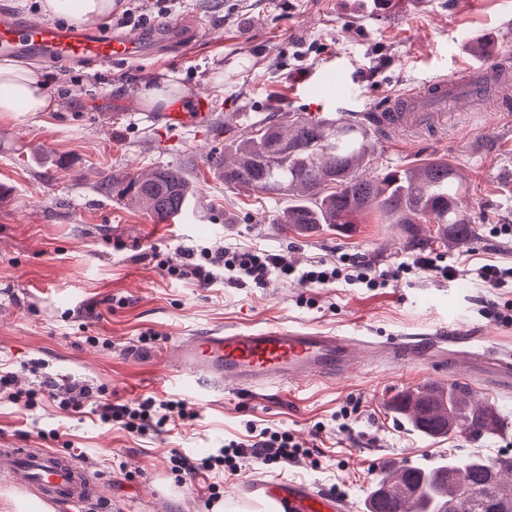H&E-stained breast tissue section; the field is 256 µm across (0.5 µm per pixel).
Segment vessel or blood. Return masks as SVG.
<instances>
[{
  "label": "vessel or blood",
  "instance_id": "obj_1",
  "mask_svg": "<svg viewBox=\"0 0 512 512\" xmlns=\"http://www.w3.org/2000/svg\"><path fill=\"white\" fill-rule=\"evenodd\" d=\"M141 38L128 32H102L98 27H63L26 17L0 18V56L39 61L72 62L106 68L118 60L142 55ZM500 60L452 77L439 76L421 89L391 98L371 116L388 133L403 126L432 127L447 103L484 101V76L498 72ZM176 373L194 391L209 394L230 382L253 391L285 380L347 372L361 349L357 339L308 329L276 326L267 329L218 328L178 342ZM385 359L411 354L429 358L427 340L396 339L384 346ZM0 473L17 488L34 493L44 503L66 512H88L93 480L73 457L53 450L0 448ZM255 489L273 512H343L331 496L307 485L264 482Z\"/></svg>",
  "mask_w": 512,
  "mask_h": 512
}]
</instances>
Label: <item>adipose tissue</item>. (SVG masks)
Returning a JSON list of instances; mask_svg holds the SVG:
<instances>
[{"label": "adipose tissue", "instance_id": "adipose-tissue-1", "mask_svg": "<svg viewBox=\"0 0 512 512\" xmlns=\"http://www.w3.org/2000/svg\"><path fill=\"white\" fill-rule=\"evenodd\" d=\"M116 0H44L43 11L77 24L102 22L118 11ZM55 105L39 72L0 64V112H51Z\"/></svg>", "mask_w": 512, "mask_h": 512}]
</instances>
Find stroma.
Here are the masks:
<instances>
[{
	"instance_id": "35a3bbf8",
	"label": "stroma",
	"mask_w": 512,
	"mask_h": 512,
	"mask_svg": "<svg viewBox=\"0 0 512 512\" xmlns=\"http://www.w3.org/2000/svg\"><path fill=\"white\" fill-rule=\"evenodd\" d=\"M181 41L109 68L42 66L54 112H0V369L29 390L53 377L104 391L116 400L151 396L183 401L188 419L146 434L100 423L91 412L68 413L40 398L32 408L0 397V448L80 450V465L100 481L97 506L112 512L263 510L251 485L276 477L308 484L358 512L387 472L389 460L429 464L448 454L512 457V387L469 375L470 354L490 348L512 355V325L488 313L512 300V288L483 287L485 260L512 264V241L488 235L512 224V106L472 115L448 111L435 129L371 132L362 172L449 161L474 225L462 244L435 242L430 253L459 270L446 281L411 272L385 288L342 282L327 288L271 283L265 288H201L169 279L189 246H253L305 268L335 265L349 253L376 269L409 262L415 248L378 212L350 231L323 225L288 230L285 199L228 186L208 163L230 136L251 125L288 124L321 101L343 117L371 111L381 99L439 75L479 65L482 56L512 58V0H180ZM493 45L475 54L485 34ZM185 88L183 124L142 111L143 85ZM217 105L195 114L196 94ZM182 168L196 187L193 223H155L94 188L99 175ZM157 259H150V252ZM307 327L384 342L458 337L452 364H361L338 378L276 384L257 393L226 388L198 395L175 377L180 337L215 328ZM470 376L471 388L501 418L494 437L456 432L424 437L391 407L400 393ZM352 413V438L338 440L334 417ZM286 432L307 448L288 466L237 461L236 471L177 483L170 457L214 453L253 427ZM221 497L211 500V488Z\"/></svg>"
}]
</instances>
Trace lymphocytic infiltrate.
I'll return each mask as SVG.
<instances>
[{"instance_id": "obj_1", "label": "lymphocytic infiltrate", "mask_w": 512, "mask_h": 512, "mask_svg": "<svg viewBox=\"0 0 512 512\" xmlns=\"http://www.w3.org/2000/svg\"><path fill=\"white\" fill-rule=\"evenodd\" d=\"M185 255V263L168 268L167 273L172 279H187L201 288L211 287L220 280L233 288H265L275 280L293 282L304 288H324L341 281L384 288L404 272H432L445 279L457 274L454 266L439 265L435 257L424 254L414 256L411 262L398 268L381 271L352 256L342 257L335 266L315 264L299 269L288 265L282 255L250 246L236 249L200 246L187 249ZM39 393L62 410H91L103 424L117 425L130 433L142 434L151 428L165 426L171 419L186 416L184 405L179 401H159L151 397L126 402L103 401L90 386L66 384L52 378L43 381ZM303 453V448L294 443L288 433L266 428L245 442L228 440L216 453L200 459L174 452L171 470L182 480L219 467H235L237 458L245 455L270 465L295 461Z\"/></svg>"}]
</instances>
